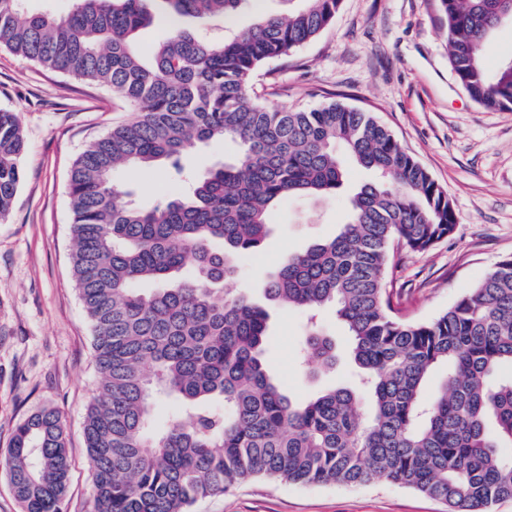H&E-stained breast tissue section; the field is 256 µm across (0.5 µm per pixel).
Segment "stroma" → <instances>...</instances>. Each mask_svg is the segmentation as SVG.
I'll list each match as a JSON object with an SVG mask.
<instances>
[{"label": "stroma", "mask_w": 512, "mask_h": 512, "mask_svg": "<svg viewBox=\"0 0 512 512\" xmlns=\"http://www.w3.org/2000/svg\"><path fill=\"white\" fill-rule=\"evenodd\" d=\"M283 0H251L225 23L187 19L211 37L241 30ZM255 90L289 109L330 101L373 113L447 192L452 234L424 253L401 251L393 270V305L404 320L429 323L512 255V112L473 102L448 62L436 0H343L331 26L288 56L264 65ZM0 108L23 130V177L7 219L0 221V453L31 413L56 410L72 458L64 512H90L92 483L83 436L98 371L91 332L75 288L68 195L72 166L84 148L132 118L110 87L46 70L0 48ZM119 185L136 186L142 206L157 202L166 170L120 169ZM348 195L320 202L293 198L272 217L264 246L246 257L235 285L260 288L285 254L336 234ZM268 358L297 399L350 385L356 370L350 340L333 308L318 330L336 346L323 373L300 362L308 332L304 313L271 309ZM416 490L370 485H299L248 478L194 504L192 512H446Z\"/></svg>", "instance_id": "stroma-1"}]
</instances>
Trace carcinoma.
I'll return each mask as SVG.
<instances>
[{
	"label": "carcinoma",
	"instance_id": "cac0c4a2",
	"mask_svg": "<svg viewBox=\"0 0 512 512\" xmlns=\"http://www.w3.org/2000/svg\"><path fill=\"white\" fill-rule=\"evenodd\" d=\"M179 19L224 20L246 0H74L64 15L0 0V46L46 69L112 88L133 121L91 142L69 179L73 271L91 330L98 394L84 421L91 512H191L247 478L346 486L389 482L448 505L490 512L512 499V256L429 323L393 316L395 251L424 252L455 224L447 193L376 117L340 102L288 110L247 99L263 64L317 37L341 0H285L239 32L210 40L177 26L150 55L135 45L157 2ZM448 61L480 106L512 111V60L492 69L484 42L512 19V0H437ZM232 141L228 161L195 173L184 160ZM24 135L0 109V220L21 182ZM375 180L349 197L335 236L290 252L263 301L226 294L242 260L290 198L340 193L346 162ZM121 167L171 168L183 189L152 209L117 186ZM154 287L144 289L141 284ZM315 319L331 305L350 338L353 387L296 402L269 360L266 305ZM305 361L336 364L328 338H305ZM445 369L431 399L423 389ZM179 409L154 427L157 402ZM5 466L22 512H63L71 460L55 410L15 428Z\"/></svg>",
	"mask_w": 512,
	"mask_h": 512
}]
</instances>
